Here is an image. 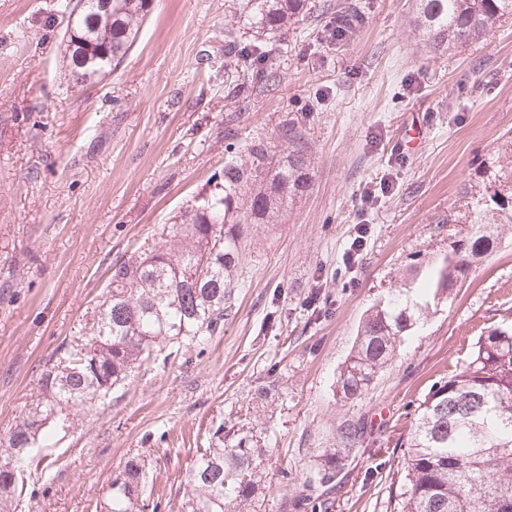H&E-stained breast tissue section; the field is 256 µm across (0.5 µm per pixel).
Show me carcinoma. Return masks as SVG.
Listing matches in <instances>:
<instances>
[{
  "label": "carcinoma",
  "mask_w": 512,
  "mask_h": 512,
  "mask_svg": "<svg viewBox=\"0 0 512 512\" xmlns=\"http://www.w3.org/2000/svg\"><path fill=\"white\" fill-rule=\"evenodd\" d=\"M69 16L63 39L69 52L74 84L91 86L112 72L137 40L152 0H82ZM254 23L281 32L305 17L307 0H247ZM338 14L332 35L356 33L362 19L357 7ZM512 15V0H420L417 26L436 47L464 49L485 38L502 18ZM234 29H227L226 67L239 60L249 66L262 58L237 52ZM288 153L278 156L261 136L243 152L232 132L225 147L222 177L186 207L180 221L162 227L159 241L112 265L105 299L86 336L59 351L42 376L40 397L16 424L8 443L0 446V465L20 464L35 438L44 443L52 428L38 422L62 419L63 411L90 410L122 385L131 373L149 363L160 345L199 341L224 321L234 276L242 260L244 226L268 224L282 208L313 185L308 143L292 120L281 125ZM485 197L472 207L470 223L477 230L452 247L443 260L426 264L427 285L437 291L453 286L459 275L494 244L481 231L488 224H512V196L491 199L490 186H512V160L488 158ZM406 281L370 308L355 345L340 371L345 399L363 395L378 373L399 353L403 334L419 322L422 309L409 304ZM468 360L441 377L415 409L405 441L400 512H512V327H494L467 345ZM367 430L361 421L337 431V443L318 455L314 474L303 482H331L344 466L345 454L362 446ZM254 435L224 431L218 425L187 478L193 489L187 512H235L251 495ZM22 478L10 481L0 472V512H7ZM147 473L135 459L126 462L109 486L106 512L158 510L146 496Z\"/></svg>",
  "instance_id": "cac0c4a2"
}]
</instances>
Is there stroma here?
Returning <instances> with one entry per match:
<instances>
[{
  "mask_svg": "<svg viewBox=\"0 0 512 512\" xmlns=\"http://www.w3.org/2000/svg\"><path fill=\"white\" fill-rule=\"evenodd\" d=\"M284 35L246 25L243 0H154L138 39L97 85L68 79L58 0H0V441L41 375L83 336L113 262L152 243L224 166L227 130L246 146H310L311 190L277 223L245 230L221 331L160 351L90 411L35 446L15 512H95L129 459L160 512H181L187 473L217 425L253 433L250 512H287L316 455L348 420L368 434L328 488V512H397L414 410L481 329L512 323V224L454 288L419 296L420 323L371 388L337 379L367 309L471 225L448 223L463 185L512 140V17L465 51L430 48L418 0H313ZM365 27L329 36L337 7ZM257 46L273 90L232 98L224 30ZM367 225L353 265L342 256Z\"/></svg>",
  "mask_w": 512,
  "mask_h": 512,
  "instance_id": "obj_1",
  "label": "stroma"
}]
</instances>
